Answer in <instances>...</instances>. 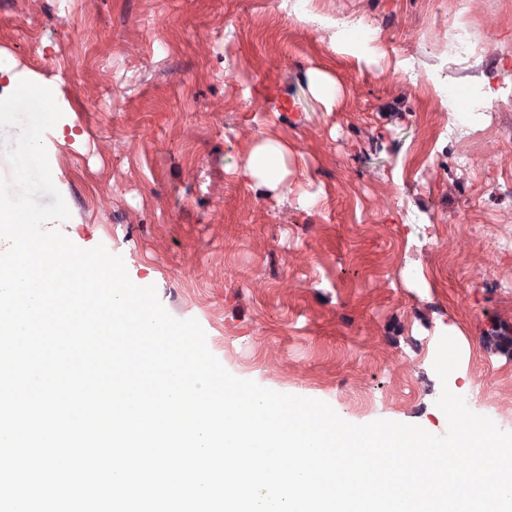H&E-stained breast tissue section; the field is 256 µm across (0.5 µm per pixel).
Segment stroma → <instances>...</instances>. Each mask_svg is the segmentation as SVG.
Returning a JSON list of instances; mask_svg holds the SVG:
<instances>
[{
	"instance_id": "obj_1",
	"label": "stroma",
	"mask_w": 512,
	"mask_h": 512,
	"mask_svg": "<svg viewBox=\"0 0 512 512\" xmlns=\"http://www.w3.org/2000/svg\"><path fill=\"white\" fill-rule=\"evenodd\" d=\"M313 9L323 24L274 0H0V97L52 90L60 230L122 256L232 375L441 434L446 385L512 432V253L488 243L512 238V0H477L465 55L453 0ZM443 88L462 131L438 129ZM265 138L288 149L274 188L241 176ZM445 333L461 355L443 383Z\"/></svg>"
}]
</instances>
